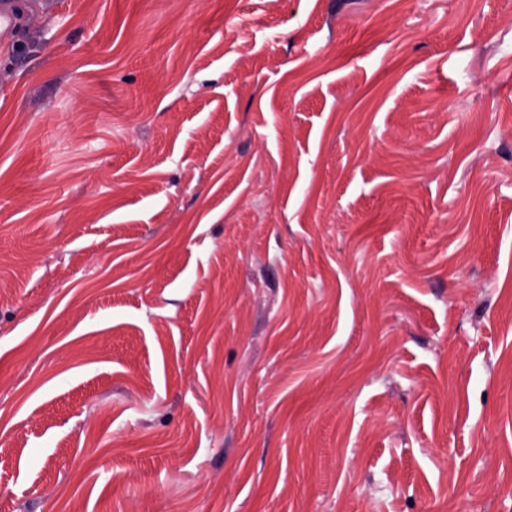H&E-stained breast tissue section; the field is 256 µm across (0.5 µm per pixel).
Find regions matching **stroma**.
<instances>
[{"mask_svg":"<svg viewBox=\"0 0 512 512\" xmlns=\"http://www.w3.org/2000/svg\"><path fill=\"white\" fill-rule=\"evenodd\" d=\"M0 512H512V0H16Z\"/></svg>","mask_w":512,"mask_h":512,"instance_id":"1","label":"stroma"}]
</instances>
